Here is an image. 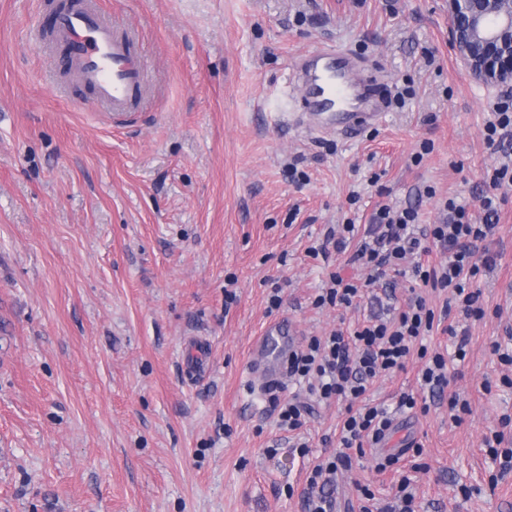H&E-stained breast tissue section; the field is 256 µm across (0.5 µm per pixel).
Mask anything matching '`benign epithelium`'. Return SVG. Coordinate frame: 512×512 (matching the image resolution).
I'll list each match as a JSON object with an SVG mask.
<instances>
[{
	"mask_svg": "<svg viewBox=\"0 0 512 512\" xmlns=\"http://www.w3.org/2000/svg\"><path fill=\"white\" fill-rule=\"evenodd\" d=\"M450 37L470 75L512 88V0H448Z\"/></svg>",
	"mask_w": 512,
	"mask_h": 512,
	"instance_id": "7a95c632",
	"label": "benign epithelium"
}]
</instances>
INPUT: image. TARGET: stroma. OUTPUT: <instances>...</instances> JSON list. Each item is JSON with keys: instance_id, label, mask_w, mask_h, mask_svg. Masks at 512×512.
<instances>
[{"instance_id": "obj_1", "label": "stroma", "mask_w": 512, "mask_h": 512, "mask_svg": "<svg viewBox=\"0 0 512 512\" xmlns=\"http://www.w3.org/2000/svg\"><path fill=\"white\" fill-rule=\"evenodd\" d=\"M97 2L150 65L123 121L64 85L59 49L31 29L43 0H0V512H307L342 409L294 378L279 399L304 404L303 425L280 428L253 386L254 340L284 317L303 342L404 307L405 279L316 306L331 272H366L310 248L385 204L426 225L446 199L477 202L502 160L484 142L488 103L507 89L462 66L448 0ZM316 45L385 71L396 99L376 130L346 141L296 124L294 61ZM499 215L502 260L478 281L486 315L466 324L465 360L442 330L430 338L469 413L430 397L395 414L397 470L352 454L334 512H360L361 485L373 512H394L403 475L416 512H512V470L484 445L512 416V366L490 348L512 352V198ZM420 367L377 377L367 403L417 392Z\"/></svg>"}]
</instances>
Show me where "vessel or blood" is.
<instances>
[{
	"label": "vessel or blood",
	"instance_id": "obj_1",
	"mask_svg": "<svg viewBox=\"0 0 512 512\" xmlns=\"http://www.w3.org/2000/svg\"><path fill=\"white\" fill-rule=\"evenodd\" d=\"M52 21L66 48L64 65L92 91L97 106L121 115L142 105L148 70L135 48V31L118 35L94 0H75ZM294 71L303 106L299 119L310 129L350 136L382 123L387 110L382 88L349 53L319 47L299 56ZM294 336L292 324L281 319L257 339L249 371L261 386L280 382L283 361L295 348Z\"/></svg>",
	"mask_w": 512,
	"mask_h": 512
}]
</instances>
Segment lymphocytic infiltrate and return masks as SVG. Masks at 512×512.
<instances>
[{"mask_svg":"<svg viewBox=\"0 0 512 512\" xmlns=\"http://www.w3.org/2000/svg\"><path fill=\"white\" fill-rule=\"evenodd\" d=\"M491 117L484 127L487 146L497 152L512 149V96H501L489 106ZM490 190L479 200L483 213L473 222L469 206L448 200L441 223L418 226L417 213L410 208L380 207L364 229L355 224L339 225L329 232L326 244L337 254L348 257L349 264L368 269L365 282H357L333 272L316 299V305L352 306L363 288H374L389 274H409L422 287L450 291L451 303L466 319L484 318L481 292L476 283L482 273L494 270L496 255L487 246L499 230V208L512 192V158L494 168ZM446 255V263L434 265L432 254ZM433 308L423 296L410 299L406 309L392 318L371 317L352 332L336 331L326 338L310 337L306 347L289 358L291 376H317L313 392L321 400L344 403L340 430L342 447L334 460L317 465L309 483L308 512H332L330 489L339 467L351 461L350 449L375 447L392 428L386 408L365 404L368 385L378 374L404 370L411 354L424 364L420 370V388L431 395H447L448 408L467 413L469 404L459 394L448 393V361L438 352H430L425 338L438 326Z\"/></svg>","mask_w":512,"mask_h":512,"instance_id":"obj_1","label":"lymphocytic infiltrate"}]
</instances>
